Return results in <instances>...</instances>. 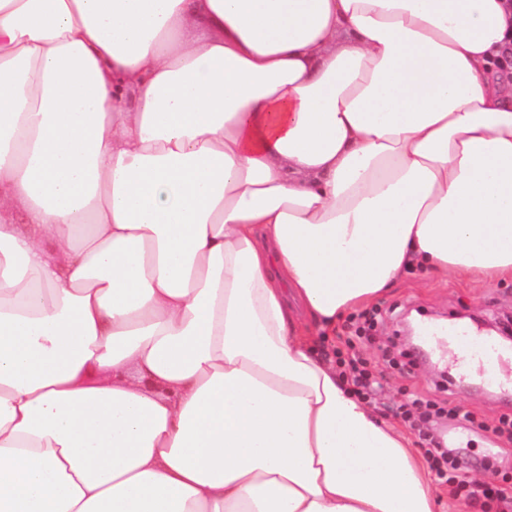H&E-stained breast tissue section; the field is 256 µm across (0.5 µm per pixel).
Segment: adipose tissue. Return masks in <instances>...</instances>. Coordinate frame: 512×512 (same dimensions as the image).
Returning a JSON list of instances; mask_svg holds the SVG:
<instances>
[{"mask_svg": "<svg viewBox=\"0 0 512 512\" xmlns=\"http://www.w3.org/2000/svg\"><path fill=\"white\" fill-rule=\"evenodd\" d=\"M512 280V0H0V512H436L333 351Z\"/></svg>", "mask_w": 512, "mask_h": 512, "instance_id": "ef3b65f1", "label": "adipose tissue"}]
</instances>
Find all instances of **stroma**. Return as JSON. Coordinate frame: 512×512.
<instances>
[{
	"instance_id": "35a3bbf8",
	"label": "stroma",
	"mask_w": 512,
	"mask_h": 512,
	"mask_svg": "<svg viewBox=\"0 0 512 512\" xmlns=\"http://www.w3.org/2000/svg\"><path fill=\"white\" fill-rule=\"evenodd\" d=\"M380 320L361 339H354L360 312L349 313L339 323L328 347L343 357L359 355L381 389L372 403L379 417L404 423V405L410 402L436 404V412L410 428L419 452L435 444L456 450L467 462L462 472L472 483L492 482L512 490V392L500 389L501 380L512 381V357L499 366L501 380L488 381L477 375L461 382L457 358L431 357L418 362L403 339V317L408 311L421 313L424 320L454 325L475 322L499 329H512V282L477 284L452 276L446 280H423L411 274L386 294L369 304Z\"/></svg>"
}]
</instances>
